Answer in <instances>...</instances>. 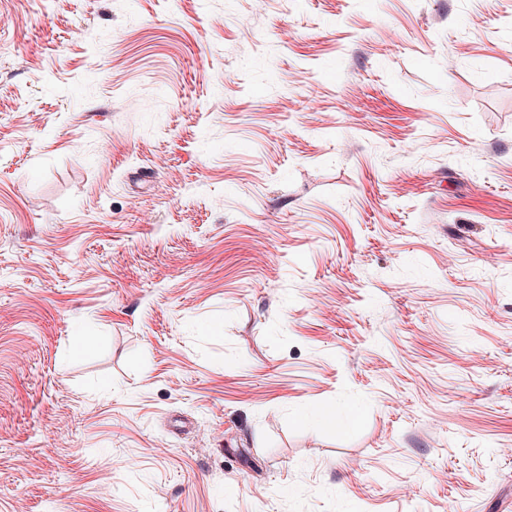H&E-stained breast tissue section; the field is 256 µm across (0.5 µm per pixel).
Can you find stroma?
Instances as JSON below:
<instances>
[{
  "mask_svg": "<svg viewBox=\"0 0 512 512\" xmlns=\"http://www.w3.org/2000/svg\"><path fill=\"white\" fill-rule=\"evenodd\" d=\"M511 505L512 0H0V512Z\"/></svg>",
  "mask_w": 512,
  "mask_h": 512,
  "instance_id": "obj_1",
  "label": "stroma"
}]
</instances>
